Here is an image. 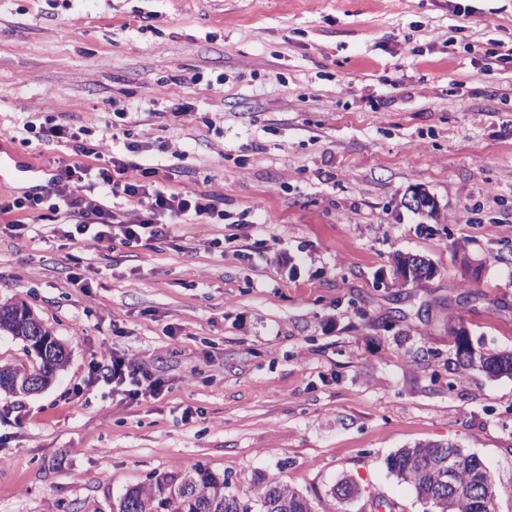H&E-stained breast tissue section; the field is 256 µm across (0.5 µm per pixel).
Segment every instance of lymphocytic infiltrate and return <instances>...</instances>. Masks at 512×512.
<instances>
[{"mask_svg":"<svg viewBox=\"0 0 512 512\" xmlns=\"http://www.w3.org/2000/svg\"><path fill=\"white\" fill-rule=\"evenodd\" d=\"M38 137L47 144H69L70 151L67 157L57 160L52 188L47 195L26 196L1 204V215L46 203L52 211L66 210L77 234L86 236L87 240L96 243L117 240L127 247L139 245L145 238H167L171 220L178 217L202 221L223 216L205 192L171 191L166 177L160 176L156 167L142 168L137 177L130 179L126 176V161L116 154L108 156L100 166L90 167L86 159L92 150L85 144L81 129L61 118L47 117ZM91 174L95 175L103 194L132 204L126 219H115L97 200L82 194V184ZM94 372L117 395L132 401L155 397L163 391L162 382L143 364L116 353L96 365Z\"/></svg>","mask_w":512,"mask_h":512,"instance_id":"obj_1","label":"lymphocytic infiltrate"}]
</instances>
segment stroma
I'll return each mask as SVG.
<instances>
[{"label": "stroma", "instance_id": "stroma-1", "mask_svg": "<svg viewBox=\"0 0 512 512\" xmlns=\"http://www.w3.org/2000/svg\"><path fill=\"white\" fill-rule=\"evenodd\" d=\"M512 0H0V200L48 190L90 147L172 169L214 223L127 247L68 239L61 214L0 222V303H25L69 361L0 393V512H111L198 465L246 499L257 475L318 512H425L386 466L454 442L512 512V378L455 365L449 318L512 350ZM439 216L410 209L413 189ZM429 259L415 285L395 253ZM164 383L128 401L93 382L111 353Z\"/></svg>", "mask_w": 512, "mask_h": 512}]
</instances>
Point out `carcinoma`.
<instances>
[{
    "mask_svg": "<svg viewBox=\"0 0 512 512\" xmlns=\"http://www.w3.org/2000/svg\"><path fill=\"white\" fill-rule=\"evenodd\" d=\"M424 268V274L412 277L411 283L430 278L433 264L425 258L397 253L393 269L407 265ZM464 323L460 317L448 320V334L453 338L457 366L479 370L490 378L512 376V351L494 352L481 341L454 333ZM22 341L31 351L28 337L47 332L22 303L0 306V332ZM26 371L43 373L47 382L55 378V366L36 353L29 366H0V374L13 375ZM387 467L398 478L409 483L418 500L430 505L432 512H497V485L484 461L474 453H466L457 444L418 443L401 448L387 458ZM453 474V486L441 483V475ZM362 495L361 487L352 479L340 480L332 489L333 498L345 505ZM112 512H318L314 502L288 483L271 478L262 483L255 499L244 501L230 490L227 478L198 465L190 470L164 473L150 483L128 488L112 502Z\"/></svg>",
    "mask_w": 512,
    "mask_h": 512,
    "instance_id": "cac0c4a2",
    "label": "carcinoma"
}]
</instances>
